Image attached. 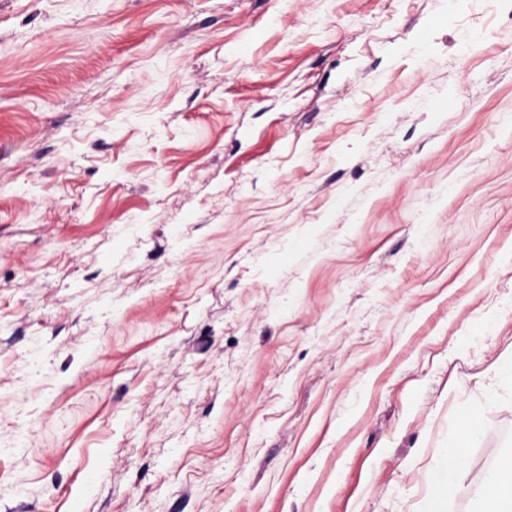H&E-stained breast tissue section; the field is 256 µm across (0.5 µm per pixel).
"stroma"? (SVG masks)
Returning <instances> with one entry per match:
<instances>
[{
	"mask_svg": "<svg viewBox=\"0 0 512 512\" xmlns=\"http://www.w3.org/2000/svg\"><path fill=\"white\" fill-rule=\"evenodd\" d=\"M510 359L506 0H0V512H434ZM482 408H476L468 413L461 421L466 430H458L448 445V457L444 464L438 469L451 476V482L441 483L437 479L434 483L433 498L438 503L447 501V498L460 485L466 460L469 457L470 449L478 435V423L481 420ZM439 472V473H440Z\"/></svg>",
	"mask_w": 512,
	"mask_h": 512,
	"instance_id": "stroma-1",
	"label": "stroma"
}]
</instances>
